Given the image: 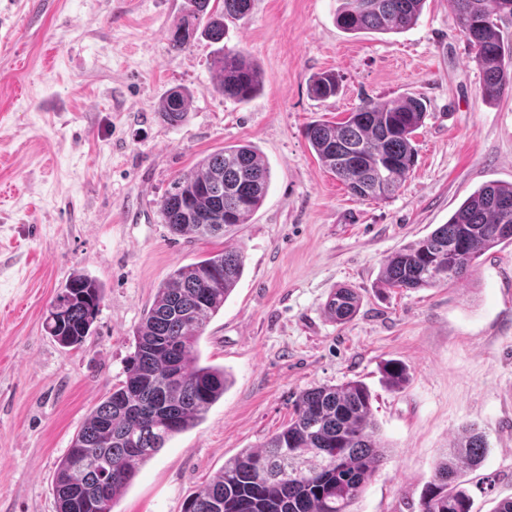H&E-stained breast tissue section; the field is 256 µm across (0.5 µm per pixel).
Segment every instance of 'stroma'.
I'll use <instances>...</instances> for the list:
<instances>
[{
	"label": "stroma",
	"instance_id": "obj_1",
	"mask_svg": "<svg viewBox=\"0 0 512 512\" xmlns=\"http://www.w3.org/2000/svg\"><path fill=\"white\" fill-rule=\"evenodd\" d=\"M39 2L31 17L24 0H0V512H56L57 465L124 380L157 289L227 248L242 252L244 273L199 350L231 384L141 467L112 512H183L226 460L282 430L300 392L351 379L369 387L390 448L354 512H419L439 451L470 423L489 442L461 477L472 512L512 497V243L448 286L377 285L389 254L447 223L482 184H512V89L482 98L449 0H426L406 31L357 35L337 27L338 0H254L224 37L263 73L243 103L214 90V43L199 35L171 48L186 0ZM327 70L340 92L315 100L308 80ZM178 86L192 108L171 127L157 105ZM404 95L426 105L416 164L389 199H357L305 129ZM233 144L270 168L261 206L223 237L172 235L161 198ZM76 273L105 294L91 336L65 348L43 317ZM343 286L362 303L338 324L324 306ZM391 361L409 369L403 388L383 380Z\"/></svg>",
	"mask_w": 512,
	"mask_h": 512
}]
</instances>
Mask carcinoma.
Segmentation results:
<instances>
[{
    "label": "carcinoma",
    "mask_w": 512,
    "mask_h": 512,
    "mask_svg": "<svg viewBox=\"0 0 512 512\" xmlns=\"http://www.w3.org/2000/svg\"><path fill=\"white\" fill-rule=\"evenodd\" d=\"M426 0H341L337 25L348 33H400L418 21ZM197 13L170 32V45L185 48L196 32L213 43L224 40L225 21L248 15L253 0H188ZM455 22L475 51L481 94L489 100L512 88V55H507L499 25L512 18L505 0H451ZM206 17L203 29L195 20ZM218 94L246 102L263 85L261 70L241 50L218 48L213 60ZM335 73L312 76L309 93L325 101L338 94ZM191 94L169 90L158 114L166 124L188 120ZM422 99L405 96L366 102L338 122L316 121L306 139L318 160L349 193L363 200L389 198L415 165V132L423 126ZM270 187V170L248 144L227 146L178 176L159 206L171 234L181 237L224 235L258 209ZM512 184L487 183L467 197L445 224L387 257L380 274L385 288H436L466 277L472 263L500 244L512 243ZM244 272L243 256L224 250L174 269L158 288L134 336L125 380L99 403L72 439L53 481L57 512H111L113 501L140 467L173 436L194 428L224 396V368L201 363L197 345L208 322ZM104 288L75 274L49 304L43 326L62 347H77L90 334ZM361 305L359 293L336 289L326 303L330 319L345 323ZM176 384L167 382L170 368ZM390 386L407 379V368L388 363ZM138 394L139 407L123 410L118 399ZM487 436L475 424L459 430L452 446L435 463L420 498V512H471L461 487V470L481 466ZM390 448L378 435L372 394L360 380L301 392L288 425L259 448L224 462V468L186 503L183 512H353Z\"/></svg>",
    "instance_id": "carcinoma-1"
}]
</instances>
